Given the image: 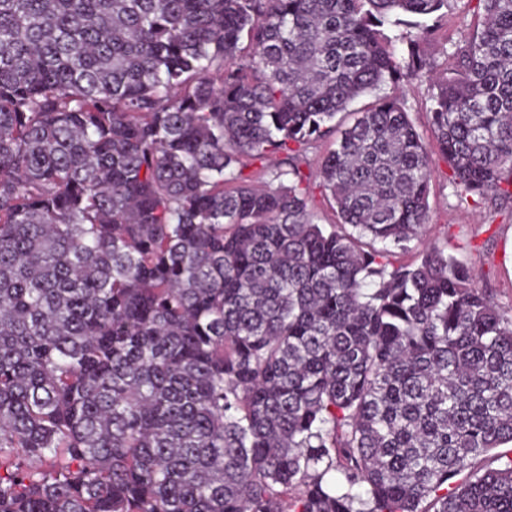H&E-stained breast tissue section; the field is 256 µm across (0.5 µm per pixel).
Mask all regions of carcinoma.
<instances>
[{"label":"carcinoma","mask_w":512,"mask_h":512,"mask_svg":"<svg viewBox=\"0 0 512 512\" xmlns=\"http://www.w3.org/2000/svg\"><path fill=\"white\" fill-rule=\"evenodd\" d=\"M449 2L0 0V512H512V459L473 469L512 443V315L435 242L374 247L426 231L438 157L512 198V0L436 78L382 30ZM422 78L437 151L395 97L333 124ZM335 138L336 136H332L318 141L308 149L305 162L302 163V170L305 174L315 172L320 167L327 153L336 147ZM274 172V167L267 158L265 160H247L242 169V181L245 183L270 182L273 187H276L280 181L275 179ZM308 183V196L310 205L316 216L318 224H333L336 219L329 202L326 199L325 192L320 186L319 179L311 177Z\"/></svg>","instance_id":"1"}]
</instances>
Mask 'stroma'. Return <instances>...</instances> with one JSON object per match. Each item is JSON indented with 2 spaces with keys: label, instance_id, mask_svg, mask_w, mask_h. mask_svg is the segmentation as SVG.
<instances>
[{
  "label": "stroma",
  "instance_id": "obj_1",
  "mask_svg": "<svg viewBox=\"0 0 512 512\" xmlns=\"http://www.w3.org/2000/svg\"><path fill=\"white\" fill-rule=\"evenodd\" d=\"M480 12L478 0H451L447 12L429 17L431 35L414 41L413 28L406 25L388 28L389 36L396 40L398 55L416 53L426 60L433 74H440L448 59L459 46L464 35L472 28ZM437 88L432 81L385 83L381 94L399 98L417 132L423 138L431 136L430 107ZM333 139L314 143L302 164L309 173L308 196L320 224L335 220L323 188L313 178L329 151L334 149ZM451 171L445 162H438L432 176L429 195V230L427 234L410 242L408 251L392 249L393 263L407 261L409 252H417L430 242L447 245L448 252L458 261L473 267L479 283L487 288L495 302L506 311L512 310V200L487 197L474 203L471 197L458 192L450 178Z\"/></svg>",
  "mask_w": 512,
  "mask_h": 512
}]
</instances>
